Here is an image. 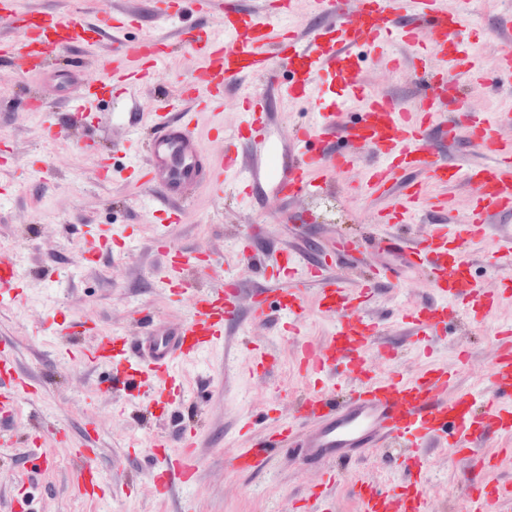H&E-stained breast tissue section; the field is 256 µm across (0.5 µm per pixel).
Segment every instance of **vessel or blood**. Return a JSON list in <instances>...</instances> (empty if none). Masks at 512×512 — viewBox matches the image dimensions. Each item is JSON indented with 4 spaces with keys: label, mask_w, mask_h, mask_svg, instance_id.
Segmentation results:
<instances>
[{
    "label": "vessel or blood",
    "mask_w": 512,
    "mask_h": 512,
    "mask_svg": "<svg viewBox=\"0 0 512 512\" xmlns=\"http://www.w3.org/2000/svg\"><path fill=\"white\" fill-rule=\"evenodd\" d=\"M198 3L216 22L201 33L182 30V44L195 52L200 65L193 83L170 94L168 107L162 110L144 106L140 95L144 82L158 75L170 58L171 50L162 38L145 33L128 46L125 54L131 68L80 67L62 73L51 69L49 60L97 46L90 25L68 13L37 12L21 8L19 0H0V29L12 33L0 41V56L10 61L8 75L17 80L39 78L43 88L42 96L23 104V111L41 112L50 104L63 111L65 123H47L45 136L64 141L99 91L107 89L135 102V123L147 129L148 139L143 158L130 167L129 178L146 190L139 199L143 211L165 207L173 224L187 218L198 186L228 178L242 198L251 199L257 197L259 179L264 176L275 197L292 201L334 185L337 173L361 169L367 194L389 200L374 218L381 228L378 244L402 253L410 265L426 266L427 285L437 295L432 302L405 309L406 322L429 336L437 334L452 312L481 322L482 309L491 308L494 299L472 281L467 248L493 247L499 266L512 268V239L493 242L487 234L490 224L512 212V145L504 146L500 137L501 126L512 124V113H501L492 121L477 102L470 101L462 113L448 116L446 99L458 90L456 73L442 70L423 75L415 66L430 56L457 65L467 61L474 47V21L467 9H448L443 0H312L321 24L305 35L287 23L291 0H262L255 10L240 9L232 0ZM397 44L411 51L414 64H404L393 53ZM361 48L387 57L384 73L370 77L355 66V54ZM284 66L292 78L282 87L277 76ZM326 75L342 84L343 95L316 104L310 122L272 142L271 99L257 93L253 81L282 87L283 100L297 105L312 100L315 84ZM399 76L421 84L420 106L405 108L390 94L385 82ZM231 86L238 96L233 131L218 133L220 149L205 150L196 133L197 116L200 111L221 108ZM359 97L364 100L362 111L346 120V112ZM446 141L468 144L483 155V162L447 166L437 158L440 144ZM455 185L473 189L461 223L433 225L419 242L394 233V225L413 223L424 202L452 212V199L445 190ZM155 246L165 262L156 286L165 295L189 293V321L146 335L137 344L118 334L99 335L96 326L85 321L70 324L69 332L96 335L92 362L152 374L161 383L157 398L164 402L179 380L177 363L212 349L223 341L225 327L236 322L242 282L231 270L220 288L190 289L186 270L191 256L164 239H156ZM23 279L16 258L10 251H1L0 289L8 290ZM382 280L375 273L349 283L331 264L315 268L310 281L316 287V305L336 322L325 342L301 340L299 370L322 379L334 376L341 365L358 385L340 398L324 392L307 397L275 434L238 449L236 468L264 465L277 450L298 448L306 459L320 465L332 484L337 480L336 462L403 441L413 450L406 463L413 479L394 493L360 483L356 494L362 512H428L424 478L431 443L447 435L460 452L474 456L490 431L512 432L510 343L499 345L494 362L492 379L499 398L485 402L479 411L473 397L449 398L454 377L447 367L434 365L406 379L395 372L379 374L367 364V348L380 329L364 309ZM252 308L255 317L262 319L273 310L287 316L289 333L300 337L305 309L302 290L256 291ZM28 393L29 384L23 380L0 386V421L14 420L19 398ZM197 441L195 430L184 429L178 451L171 453L166 438L155 439V447L163 451L150 476L157 494L167 496L190 486L196 475Z\"/></svg>",
    "instance_id": "b4317fda"
}]
</instances>
